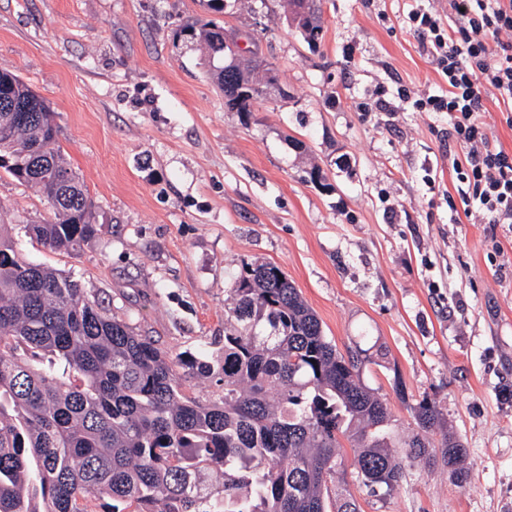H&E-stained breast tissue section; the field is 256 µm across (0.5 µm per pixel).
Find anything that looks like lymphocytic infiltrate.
<instances>
[{
  "label": "lymphocytic infiltrate",
  "instance_id": "1",
  "mask_svg": "<svg viewBox=\"0 0 512 512\" xmlns=\"http://www.w3.org/2000/svg\"><path fill=\"white\" fill-rule=\"evenodd\" d=\"M457 24H444L436 9L414 8L409 28L435 72L447 83L438 93L401 86L395 100L377 98L379 111L411 104L418 112H443L460 149L452 168L459 202L449 203L452 219L486 215L493 224H512V151L492 141L486 100L495 98L512 125V0H448Z\"/></svg>",
  "mask_w": 512,
  "mask_h": 512
}]
</instances>
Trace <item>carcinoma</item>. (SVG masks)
I'll list each match as a JSON object with an SVG mask.
<instances>
[{
    "mask_svg": "<svg viewBox=\"0 0 512 512\" xmlns=\"http://www.w3.org/2000/svg\"><path fill=\"white\" fill-rule=\"evenodd\" d=\"M309 44L316 0H286ZM209 74L249 112L277 72L254 47L237 60L224 26L188 23ZM0 169L36 188L54 220L24 224L53 250L98 234L86 186L64 158L47 101L0 71ZM0 224V512H360L348 481L392 495L405 463H442L461 487L467 448L435 401L411 407L416 431L393 433L388 401L365 385V360L342 354L286 274L256 264L232 283L224 355L156 347L71 276L30 261ZM212 378L224 395L190 393ZM354 470L343 466V443Z\"/></svg>",
    "mask_w": 512,
    "mask_h": 512,
    "instance_id": "cac0c4a2",
    "label": "carcinoma"
}]
</instances>
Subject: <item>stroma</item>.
<instances>
[{"label":"stroma","instance_id":"stroma-1","mask_svg":"<svg viewBox=\"0 0 512 512\" xmlns=\"http://www.w3.org/2000/svg\"><path fill=\"white\" fill-rule=\"evenodd\" d=\"M317 4L312 47L285 0H224L220 13L207 0H0V70L49 102L101 226L77 253L18 246L162 350L213 362L233 280L277 265L338 350L365 357L361 379L400 435L427 396L468 450L465 486L414 467L384 499L352 487L362 512H512V224L451 223L459 150L445 114L358 109L379 87L445 88L405 20L416 6L447 14L448 0ZM209 20L252 35L277 68L255 111L227 110L179 34ZM52 218L0 171V224Z\"/></svg>","mask_w":512,"mask_h":512}]
</instances>
